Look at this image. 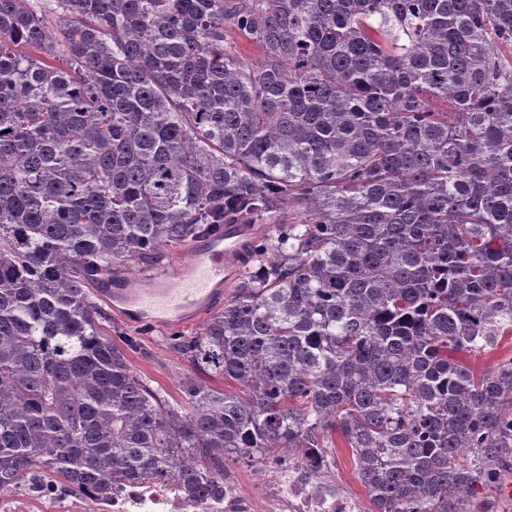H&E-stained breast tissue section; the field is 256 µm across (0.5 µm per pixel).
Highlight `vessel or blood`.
Masks as SVG:
<instances>
[{
	"mask_svg": "<svg viewBox=\"0 0 512 512\" xmlns=\"http://www.w3.org/2000/svg\"><path fill=\"white\" fill-rule=\"evenodd\" d=\"M258 225L241 222L199 239L187 257H170L140 276L116 270L101 277L99 296L113 313L136 328L185 329L224 300L225 285L249 261Z\"/></svg>",
	"mask_w": 512,
	"mask_h": 512,
	"instance_id": "vessel-or-blood-1",
	"label": "vessel or blood"
}]
</instances>
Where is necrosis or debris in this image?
<instances>
[{
    "instance_id": "4bbe7bcc",
    "label": "necrosis or debris",
    "mask_w": 512,
    "mask_h": 512,
    "mask_svg": "<svg viewBox=\"0 0 512 512\" xmlns=\"http://www.w3.org/2000/svg\"><path fill=\"white\" fill-rule=\"evenodd\" d=\"M219 485L218 491L192 497L171 483L116 484L108 497L92 501L36 473L0 492V512H363L327 456L313 467L295 453L267 454L252 464L247 488L228 460Z\"/></svg>"
}]
</instances>
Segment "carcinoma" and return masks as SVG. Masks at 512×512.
Instances as JSON below:
<instances>
[{"label":"carcinoma","instance_id":"1","mask_svg":"<svg viewBox=\"0 0 512 512\" xmlns=\"http://www.w3.org/2000/svg\"><path fill=\"white\" fill-rule=\"evenodd\" d=\"M244 2L0 0V489L196 496L338 432L372 512H471L512 460V356L466 362L512 340V0ZM290 202L162 399L88 286ZM224 47L235 52L250 64H258L263 59L262 49L258 44L228 25H224Z\"/></svg>","mask_w":512,"mask_h":512}]
</instances>
